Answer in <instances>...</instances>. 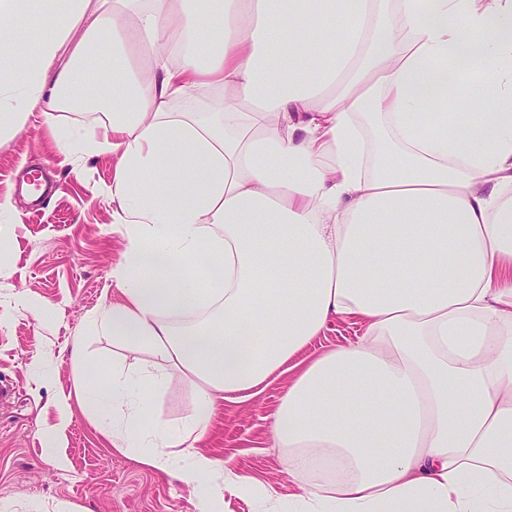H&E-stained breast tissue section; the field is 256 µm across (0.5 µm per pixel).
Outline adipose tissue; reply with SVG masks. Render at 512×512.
I'll list each match as a JSON object with an SVG mask.
<instances>
[{
  "instance_id": "obj_1",
  "label": "adipose tissue",
  "mask_w": 512,
  "mask_h": 512,
  "mask_svg": "<svg viewBox=\"0 0 512 512\" xmlns=\"http://www.w3.org/2000/svg\"><path fill=\"white\" fill-rule=\"evenodd\" d=\"M51 0L0 67V145L63 92L109 121L59 141L111 153L128 237L98 333L138 368L74 351L75 396L117 449L199 487L222 401L289 375L272 429L306 482L290 512H512V0ZM112 54L93 93L76 68ZM195 89L217 112H177ZM366 328L297 373L333 318ZM195 386L147 422L166 367ZM277 512L274 491L212 484Z\"/></svg>"
}]
</instances>
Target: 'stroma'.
Returning <instances> with one entry per match:
<instances>
[{
    "instance_id": "obj_1",
    "label": "stroma",
    "mask_w": 512,
    "mask_h": 512,
    "mask_svg": "<svg viewBox=\"0 0 512 512\" xmlns=\"http://www.w3.org/2000/svg\"><path fill=\"white\" fill-rule=\"evenodd\" d=\"M102 117L96 109L64 110L51 133L35 113L0 147V200L13 204L12 213H0V377L17 388L13 403L0 407V512H199L197 490L114 448L74 395L75 338L104 367L136 361L90 325L94 312L121 299L112 270L127 239L108 192L115 160L84 158L77 176L56 147ZM31 299L38 311L28 309ZM363 331L357 318L333 320L298 359ZM287 383L283 376L257 396L222 402L196 444L215 459L216 480L250 477L273 488L284 506L300 492L271 431ZM194 397L190 380L174 370L148 410L174 425Z\"/></svg>"
}]
</instances>
